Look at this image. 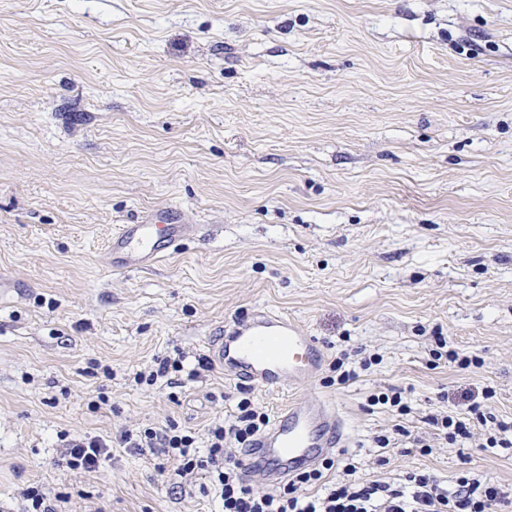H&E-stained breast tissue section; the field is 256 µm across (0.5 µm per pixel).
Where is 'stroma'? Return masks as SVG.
<instances>
[{
	"label": "stroma",
	"mask_w": 512,
	"mask_h": 512,
	"mask_svg": "<svg viewBox=\"0 0 512 512\" xmlns=\"http://www.w3.org/2000/svg\"><path fill=\"white\" fill-rule=\"evenodd\" d=\"M173 204L209 227L170 259L110 271L114 225ZM0 512L24 489L64 512H216L151 456L54 466L60 437L170 422L205 435L236 404L221 369L136 384L220 326L293 318L351 385L254 388L270 417L331 398L359 473L451 482L425 415L496 391L512 417V0H0ZM478 356L431 366L435 335ZM405 388L431 453L386 452L368 395ZM512 488V453L471 447ZM355 362H349V354L347 352H342L340 357H336L329 366L330 371L336 373V379L334 376L327 379L329 384H335L339 386L349 385L350 382L355 381L359 378L360 374L358 373L356 366H352Z\"/></svg>",
	"instance_id": "stroma-1"
}]
</instances>
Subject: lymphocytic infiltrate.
Returning <instances> with one entry per match:
<instances>
[{
  "label": "lymphocytic infiltrate",
  "mask_w": 512,
  "mask_h": 512,
  "mask_svg": "<svg viewBox=\"0 0 512 512\" xmlns=\"http://www.w3.org/2000/svg\"><path fill=\"white\" fill-rule=\"evenodd\" d=\"M494 390L472 401L462 413H432L425 421L439 439L464 446L474 425L486 426L483 445L512 450V420L498 419L492 410ZM268 413L244 389L228 419H215L206 431V446L198 448L194 432L170 423L137 432H121L114 439L86 435L63 440L56 467L98 471L103 459L119 447L139 455L174 462L178 488L198 485L217 499L219 512H501L512 505V489L476 477L469 456L452 485L442 484L425 471H408L393 480L362 479L353 458H327L320 467L297 473L264 489L246 481L239 454L267 429Z\"/></svg>",
  "instance_id": "lymphocytic-infiltrate-1"
}]
</instances>
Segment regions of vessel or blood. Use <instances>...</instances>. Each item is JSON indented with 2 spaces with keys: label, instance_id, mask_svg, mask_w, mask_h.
Here are the masks:
<instances>
[{
  "label": "vessel or blood",
  "instance_id": "1",
  "mask_svg": "<svg viewBox=\"0 0 512 512\" xmlns=\"http://www.w3.org/2000/svg\"><path fill=\"white\" fill-rule=\"evenodd\" d=\"M204 235V225L186 221L181 208L150 209L136 223L116 226L101 262L111 270L145 269ZM207 356L225 375L266 389L303 385L324 361V351L313 336L288 317L268 311L215 332ZM345 440L346 421L335 406L324 399H301L283 409L243 454L242 468L247 478L273 480L314 467Z\"/></svg>",
  "mask_w": 512,
  "mask_h": 512
}]
</instances>
